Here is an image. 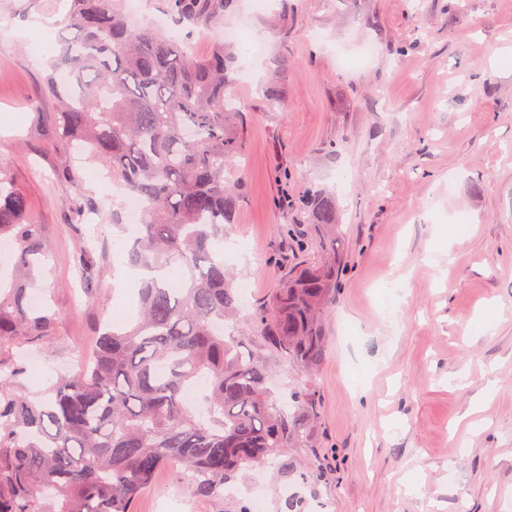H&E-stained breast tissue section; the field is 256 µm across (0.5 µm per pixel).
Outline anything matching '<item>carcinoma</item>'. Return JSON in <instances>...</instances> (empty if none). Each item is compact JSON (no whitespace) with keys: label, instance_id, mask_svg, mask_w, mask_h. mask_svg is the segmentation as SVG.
<instances>
[{"label":"carcinoma","instance_id":"1","mask_svg":"<svg viewBox=\"0 0 512 512\" xmlns=\"http://www.w3.org/2000/svg\"><path fill=\"white\" fill-rule=\"evenodd\" d=\"M175 25L219 24L237 0H165ZM76 30L55 57L47 90L60 139L80 142L143 203L133 267L157 276L139 288L136 317L108 325L92 361L58 378L47 397L18 394L23 369L4 351L49 341L57 313L29 305L46 229L27 221L24 191L0 170V239L19 246L26 276L0 287V512H132L155 473L178 466L196 496L224 492L238 472L312 448L315 391L284 410L266 388L261 356L224 339L240 316L233 278L217 258L243 201L246 113L226 103L235 84L224 43L206 54L133 26L120 0H69ZM326 237L320 261L288 272L249 332L307 370L324 350L323 319L336 296L341 224L336 198L302 202ZM206 379V414L183 392Z\"/></svg>","mask_w":512,"mask_h":512}]
</instances>
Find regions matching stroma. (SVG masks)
<instances>
[{
  "instance_id": "1",
  "label": "stroma",
  "mask_w": 512,
  "mask_h": 512,
  "mask_svg": "<svg viewBox=\"0 0 512 512\" xmlns=\"http://www.w3.org/2000/svg\"><path fill=\"white\" fill-rule=\"evenodd\" d=\"M67 10L0 0L14 20L0 36V169L48 229L35 289L58 313L20 379L33 393L76 369L99 322L133 316L138 292L116 279L128 228L109 171L83 158L75 180L57 175L68 145L46 79L75 35ZM48 18L53 29L39 28ZM238 27L265 45L255 56L246 40L229 44L247 114L245 202L224 235L248 238L255 256L224 264L250 284V307L320 254L298 201L331 193L340 212V283L314 374L250 342L276 394L315 389L316 447L288 457L308 480L274 460L243 471L232 497H197L165 467L133 512L164 499L174 512H241L256 487L266 512H512V0H239L191 45L207 53ZM366 45L363 68L344 62ZM273 73L274 110L259 89ZM79 193L97 207L84 224L64 207Z\"/></svg>"
}]
</instances>
